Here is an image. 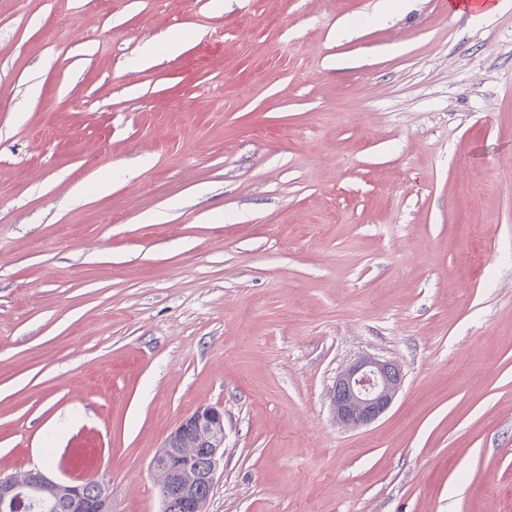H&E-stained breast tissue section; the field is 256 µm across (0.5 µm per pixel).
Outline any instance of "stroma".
Returning a JSON list of instances; mask_svg holds the SVG:
<instances>
[{"label": "stroma", "mask_w": 512, "mask_h": 512, "mask_svg": "<svg viewBox=\"0 0 512 512\" xmlns=\"http://www.w3.org/2000/svg\"><path fill=\"white\" fill-rule=\"evenodd\" d=\"M497 3L0 0V475L161 512L214 406L206 512H512ZM364 355L404 382L348 430ZM401 367L391 360L362 356L336 376L331 395L336 421L359 429L385 414L403 385ZM196 448H206V456L202 465L193 467ZM223 458L224 413L215 407L200 406L169 435L155 456L154 467L160 484L168 485L177 495L180 512H203ZM208 487L210 492L208 489L203 495Z\"/></svg>", "instance_id": "1"}]
</instances>
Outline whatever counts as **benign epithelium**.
Returning a JSON list of instances; mask_svg holds the SVG:
<instances>
[{"label": "benign epithelium", "instance_id": "1", "mask_svg": "<svg viewBox=\"0 0 512 512\" xmlns=\"http://www.w3.org/2000/svg\"><path fill=\"white\" fill-rule=\"evenodd\" d=\"M403 385L401 367L375 356H362L336 376L331 395L336 421L350 429L368 426L385 414ZM198 448L206 449L205 462L193 466ZM224 458V413L200 406L188 414L166 439L154 459L160 483L177 495L181 512H204L203 491L213 487ZM100 493L87 496L79 483H60L40 470L21 477L0 478V512H24L35 499L64 498L69 512H111L109 486L99 482Z\"/></svg>", "mask_w": 512, "mask_h": 512}]
</instances>
